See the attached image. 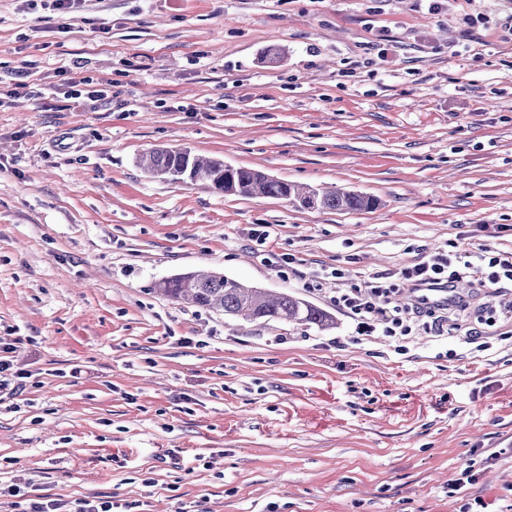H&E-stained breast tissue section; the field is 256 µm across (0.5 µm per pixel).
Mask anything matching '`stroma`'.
I'll use <instances>...</instances> for the list:
<instances>
[{"instance_id": "stroma-1", "label": "stroma", "mask_w": 512, "mask_h": 512, "mask_svg": "<svg viewBox=\"0 0 512 512\" xmlns=\"http://www.w3.org/2000/svg\"><path fill=\"white\" fill-rule=\"evenodd\" d=\"M78 82L107 99L73 107ZM162 146L380 205L162 182L138 165ZM453 244L512 249V0H0V338L26 375L0 393V485L134 512H512V290L486 351L363 333L333 301ZM201 268L336 326L156 292Z\"/></svg>"}]
</instances>
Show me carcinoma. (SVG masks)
<instances>
[{
    "label": "carcinoma",
    "instance_id": "1",
    "mask_svg": "<svg viewBox=\"0 0 512 512\" xmlns=\"http://www.w3.org/2000/svg\"><path fill=\"white\" fill-rule=\"evenodd\" d=\"M144 171L152 178L178 183H201L218 194L277 197L303 208L365 211L378 205L372 196L343 188L318 190L271 178L253 169L232 167L224 160L202 157L188 150L157 147L145 156ZM157 291L177 302L253 322L281 321L326 331L336 326L328 311L281 293L272 295L221 272L190 271L157 284Z\"/></svg>",
    "mask_w": 512,
    "mask_h": 512
}]
</instances>
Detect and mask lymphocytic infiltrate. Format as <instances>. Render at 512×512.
Returning a JSON list of instances; mask_svg holds the SVG:
<instances>
[{
	"label": "lymphocytic infiltrate",
	"mask_w": 512,
	"mask_h": 512,
	"mask_svg": "<svg viewBox=\"0 0 512 512\" xmlns=\"http://www.w3.org/2000/svg\"><path fill=\"white\" fill-rule=\"evenodd\" d=\"M401 277L419 286L465 279L474 292L445 304L419 300L403 304L397 298V284L377 276L359 286L337 289L334 301L358 318L361 331L379 329L387 336L409 335L420 324L440 334L445 323L469 310L475 312L478 321L490 324L495 314L490 289L512 287V250H425L402 270Z\"/></svg>",
	"instance_id": "f902f5d3"
}]
</instances>
